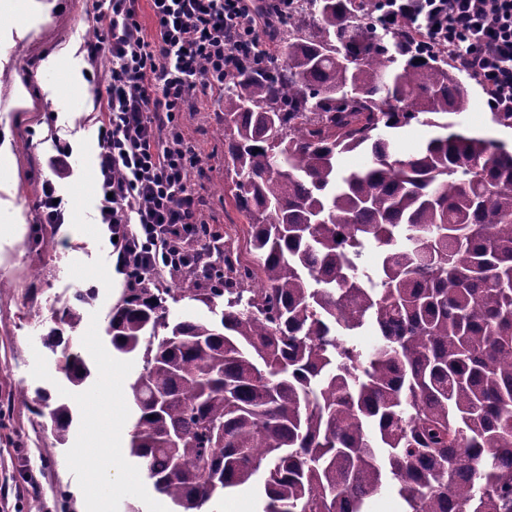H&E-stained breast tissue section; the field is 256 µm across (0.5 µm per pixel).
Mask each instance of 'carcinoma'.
I'll return each mask as SVG.
<instances>
[{"instance_id":"obj_1","label":"carcinoma","mask_w":512,"mask_h":512,"mask_svg":"<svg viewBox=\"0 0 512 512\" xmlns=\"http://www.w3.org/2000/svg\"><path fill=\"white\" fill-rule=\"evenodd\" d=\"M303 2L264 0L277 55L224 80L250 261L133 265L109 314L113 352L142 361L130 456L173 512L247 485L262 512H369L384 490L402 512H512V149L455 130L461 69L372 22L378 0ZM414 123L432 134L401 153L391 131ZM356 151L368 165L342 170ZM185 299L213 317H170ZM75 300L72 330L95 289ZM59 370L91 375L68 348Z\"/></svg>"}]
</instances>
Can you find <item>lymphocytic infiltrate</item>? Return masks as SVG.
Wrapping results in <instances>:
<instances>
[{"label":"lymphocytic infiltrate","instance_id":"obj_1","mask_svg":"<svg viewBox=\"0 0 512 512\" xmlns=\"http://www.w3.org/2000/svg\"><path fill=\"white\" fill-rule=\"evenodd\" d=\"M389 26L412 28L421 43L450 53L482 87L494 111L512 112V0H386ZM146 36L138 0H94L87 45L90 82L102 112L97 171L102 197L94 219L114 235L116 268L141 257L142 277L179 267L221 235L204 223L192 177L201 160L184 137L182 113L202 89L223 85L235 62L262 47L254 0H150ZM110 60L101 68V60ZM68 148L50 158L34 206L59 224L56 179L68 177Z\"/></svg>","mask_w":512,"mask_h":512}]
</instances>
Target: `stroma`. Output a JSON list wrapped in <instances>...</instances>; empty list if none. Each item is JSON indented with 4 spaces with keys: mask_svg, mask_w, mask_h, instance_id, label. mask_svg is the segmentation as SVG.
<instances>
[{
    "mask_svg": "<svg viewBox=\"0 0 512 512\" xmlns=\"http://www.w3.org/2000/svg\"><path fill=\"white\" fill-rule=\"evenodd\" d=\"M59 2V11L29 18L21 28L0 20V139L10 138L14 155L12 171L0 180V512H125L130 502L141 512H171L129 455V385L142 366L112 356L106 332L123 276L115 269L106 226L91 219L98 202L97 93L88 83L78 90L65 83L52 102L32 81L43 58L69 43L86 45L93 35L91 0ZM19 80L29 84L32 108L12 101ZM466 85L475 108L462 115L463 127L512 147V130L494 123L481 87L471 79ZM223 121L224 97L215 89L182 116L204 168L194 180L205 202L202 217L225 246L241 249L248 221L231 196L217 191L227 181L224 140L215 133ZM62 141L71 147L73 172L59 180L57 193L75 204L74 229L47 225V245L37 249L32 237L41 218L33 202ZM84 288L95 289L96 299L72 330L58 312ZM58 335L93 367L82 386L71 385L57 369ZM45 390L72 409L69 435L60 444L36 414ZM46 446L55 450L54 463L41 459Z\"/></svg>",
    "mask_w": 512,
    "mask_h": 512,
    "instance_id": "1",
    "label": "stroma"
}]
</instances>
